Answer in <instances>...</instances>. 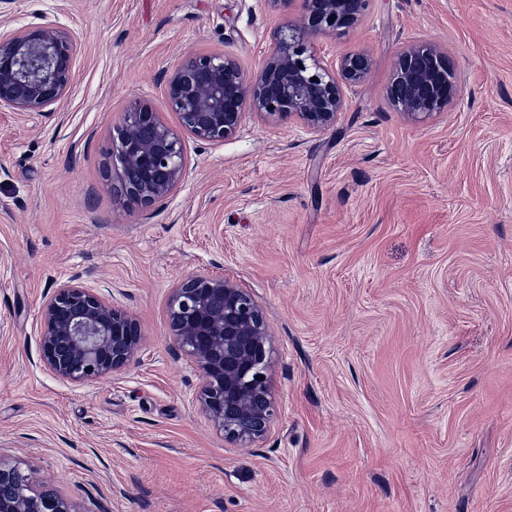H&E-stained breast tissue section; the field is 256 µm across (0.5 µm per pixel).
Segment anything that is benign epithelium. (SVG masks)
Returning <instances> with one entry per match:
<instances>
[{
	"label": "benign epithelium",
	"instance_id": "1",
	"mask_svg": "<svg viewBox=\"0 0 512 512\" xmlns=\"http://www.w3.org/2000/svg\"><path fill=\"white\" fill-rule=\"evenodd\" d=\"M275 8L300 3L298 16L274 34V45L249 74L228 54L199 53L169 76L166 105L180 131L155 109L137 102L124 113L113 141L116 193L148 208L173 193L186 176L184 135L222 142L245 114L279 124L295 122L312 134L336 123L346 109L344 88L364 83L366 52L329 62L315 52L319 34L342 35L361 20L369 0H268ZM75 43L51 23L0 29V108L40 112L62 100L71 82ZM388 96L397 111L424 121L458 104L461 82L448 54L421 41L397 55ZM179 349L201 378L200 404L224 438L241 447L263 439L276 414L269 385L271 338L263 309L251 293L224 277L183 279L170 298ZM44 368L67 382H92L126 366L141 349V328L100 288L64 283L41 311ZM0 512H73L69 502L32 475L0 458Z\"/></svg>",
	"mask_w": 512,
	"mask_h": 512
}]
</instances>
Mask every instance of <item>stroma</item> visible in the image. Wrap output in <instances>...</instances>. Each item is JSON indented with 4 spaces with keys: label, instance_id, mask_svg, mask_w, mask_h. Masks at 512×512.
Returning <instances> with one entry per match:
<instances>
[{
    "label": "stroma",
    "instance_id": "stroma-1",
    "mask_svg": "<svg viewBox=\"0 0 512 512\" xmlns=\"http://www.w3.org/2000/svg\"><path fill=\"white\" fill-rule=\"evenodd\" d=\"M289 15L267 0H0V27L76 43L66 96L0 109V458L76 512H512V0H370L328 60L367 50L335 126L248 115L187 143L177 191H112L137 100L177 127L164 73L226 52L253 71ZM447 50L461 103L422 122L387 98L398 52ZM248 288L271 334V433L236 448L201 413L172 335L186 276ZM103 285L142 327L92 383L41 363L63 282Z\"/></svg>",
    "mask_w": 512,
    "mask_h": 512
}]
</instances>
